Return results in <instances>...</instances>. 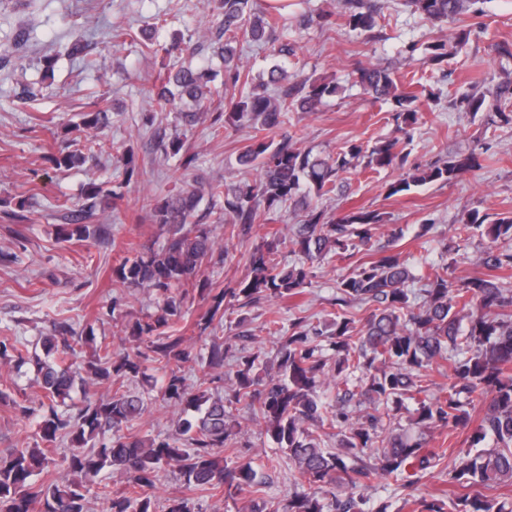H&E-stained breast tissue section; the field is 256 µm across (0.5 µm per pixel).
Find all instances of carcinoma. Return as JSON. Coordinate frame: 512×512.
<instances>
[{
  "label": "carcinoma",
  "mask_w": 512,
  "mask_h": 512,
  "mask_svg": "<svg viewBox=\"0 0 512 512\" xmlns=\"http://www.w3.org/2000/svg\"><path fill=\"white\" fill-rule=\"evenodd\" d=\"M480 0H407V6L426 19L452 22L465 12L478 17ZM345 25L353 32L374 29L383 9L379 0H338ZM223 20L205 31L190 48L193 54L211 51L224 61V105L207 106L218 93L209 86L207 69L182 65L169 70L153 85L151 98L160 110H170L187 124L253 130L239 161L259 168L260 178L224 189L220 182H205L176 196L146 202L141 206L156 224L167 227L168 236L156 250L141 246L138 254L122 259L113 268L121 285L150 288L159 295L157 313L148 320H136L123 333L146 351L136 350L112 360L109 350L84 364L74 359L75 348L68 338L72 329L53 323V334L43 338L50 361L36 359L41 368V388L51 402L70 398L75 381L86 371L84 400L75 412L53 408L38 423L45 448H14L0 456V512H87L91 478L111 468L127 481L126 491L107 498V512H156L153 490L159 470L174 467L186 485L201 492L221 491L233 497L249 488L261 493L267 476L250 463L231 466L224 460V448L233 433L231 407L242 404L263 420L265 433L288 455L308 487L295 490L281 501H263L250 512H389L384 501H374L359 490L380 477L395 482H415L419 474L434 467L446 452L429 448L424 433L383 435L382 419L369 416L354 421L350 402L356 392L354 380H366L361 395L383 403L397 416L408 410L407 399H417L415 424L421 428L446 426L450 430L468 425V400L476 396L480 422L469 447L453 448L459 465L451 482L461 487L492 488L512 484V291L503 285L504 274L512 270V251L499 247L512 240V214L495 216L475 209L467 214L461 231L466 238L479 232L488 240L480 261L488 270L482 277L457 284L448 278L449 265L432 264L421 277L424 288L416 293L408 287L415 280L410 268L393 246L403 229L392 228L381 256L362 262L336 279V304H361L368 311L361 326L342 313L325 331L297 318L288 335L279 337L276 349L277 373L263 381L257 372L266 367L259 353L236 358V370L224 376V337L209 336L206 347V377L190 390L181 365L190 359L189 338L178 323L184 319L183 304L190 291L210 297L206 314L196 327L207 330L214 320L224 319V302L255 305L264 298H290L302 293L312 274L314 262L327 256H344L359 246L371 245L374 231L382 221L375 211L359 209L349 213L330 212L327 201L336 190L340 174L360 160L365 167L387 168L405 160L400 140H379L371 148L350 143L336 154H314L295 146L292 136L280 141L271 134L288 124L291 112H315L339 87L333 80L298 78L281 65L268 72V80L248 86L249 74L238 63V45L271 46L281 57L293 48L282 40L279 20L260 11L254 0H222ZM470 31L461 29L427 46L429 59L441 63L449 50L468 41ZM357 82L374 98L393 101L395 120L405 126L418 123L416 103L420 96L398 82L392 69L382 66L359 68ZM501 100L512 96V80L490 91L464 96L459 107L475 115L487 96ZM109 109L97 106L83 115V126L98 130L110 122ZM164 152L182 156V165H195L197 154L178 137L163 144ZM93 160L82 153L62 149L51 158L56 167L73 168ZM477 164L474 154L455 155L441 164L417 169L389 187V195L427 183H448ZM117 196L99 183L89 187L86 203L72 211L62 225L65 241L89 237L87 221L95 215L97 199ZM224 199L215 220L229 228V237L245 235L251 225L285 204L305 212L292 232L277 229L268 234L249 257V273L235 286L214 290L200 287L202 266L213 255L214 240L202 219L214 214L200 211L204 196ZM298 257L293 264H280L277 255L284 246ZM178 289L175 294L172 289ZM327 336L332 359L324 355L318 338ZM152 359L163 371L155 388L157 395L180 410L176 434L141 439L126 429L141 419L146 399L125 390L124 380L136 377L140 358ZM28 351L17 344L0 341V361L23 363ZM448 362L454 382L443 396L428 398V379L423 371ZM346 386L343 393L328 398L326 376ZM226 380L224 394H212L205 384ZM106 384L110 391L97 394L94 385ZM311 422L321 429L308 431ZM346 426L349 434L342 447L374 456L368 465L356 454L350 460L329 448L325 438L330 429ZM70 441L62 467L71 479L63 485L51 481L34 487L33 476L48 468L51 446L58 438ZM451 512H512L508 504L484 495L456 497Z\"/></svg>",
  "instance_id": "1"
}]
</instances>
